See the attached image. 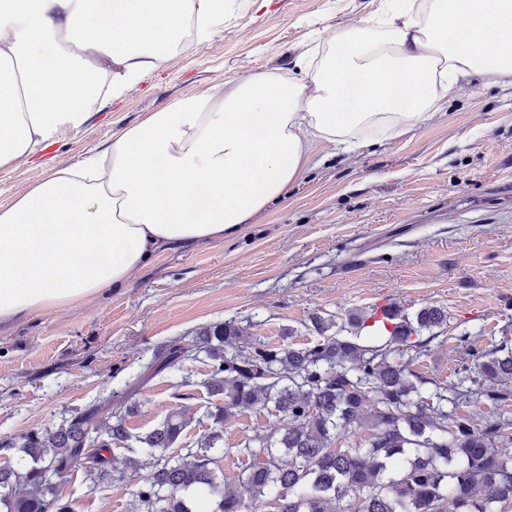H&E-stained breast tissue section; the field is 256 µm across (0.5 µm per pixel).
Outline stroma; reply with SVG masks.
Instances as JSON below:
<instances>
[{
  "label": "stroma",
  "instance_id": "obj_1",
  "mask_svg": "<svg viewBox=\"0 0 512 512\" xmlns=\"http://www.w3.org/2000/svg\"><path fill=\"white\" fill-rule=\"evenodd\" d=\"M383 0H230L224 26L207 43L173 52L119 99H99L86 122L34 156L0 167V208L61 167L105 149L113 133L170 102L206 96L258 71L292 70L316 41L379 12ZM446 113L397 139L355 153L320 147V162L236 235L156 251L130 282L85 303L0 325V439L83 411L124 389L166 341L199 327L236 321L278 344L313 340L314 316L351 336L349 315L378 303L415 316L442 308L438 328L414 368L448 382L466 365L455 338L475 349L512 348V86L461 79ZM187 379L193 408L210 397L205 367L162 373L128 417L141 433L164 417L173 386ZM278 420L266 409L238 412L224 426L214 468L238 488L237 447ZM134 486H99L82 475L59 486L75 512H127Z\"/></svg>",
  "mask_w": 512,
  "mask_h": 512
}]
</instances>
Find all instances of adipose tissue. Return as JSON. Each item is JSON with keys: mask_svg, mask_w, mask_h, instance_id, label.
Returning a JSON list of instances; mask_svg holds the SVG:
<instances>
[{"mask_svg": "<svg viewBox=\"0 0 512 512\" xmlns=\"http://www.w3.org/2000/svg\"><path fill=\"white\" fill-rule=\"evenodd\" d=\"M228 0H0V166L121 98ZM304 77L263 71L178 99L0 208V323L126 284L157 250L211 243L280 199L315 148L352 152L447 109L461 78L512 85V0H389L337 30Z\"/></svg>", "mask_w": 512, "mask_h": 512, "instance_id": "ef3b65f1", "label": "adipose tissue"}]
</instances>
